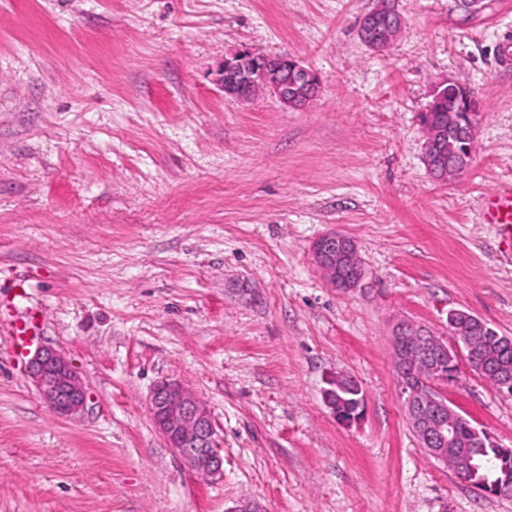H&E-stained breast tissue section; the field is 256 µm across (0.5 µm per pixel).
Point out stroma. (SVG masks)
Returning <instances> with one entry per match:
<instances>
[{"label":"stroma","instance_id":"stroma-1","mask_svg":"<svg viewBox=\"0 0 512 512\" xmlns=\"http://www.w3.org/2000/svg\"><path fill=\"white\" fill-rule=\"evenodd\" d=\"M0 0V316L36 317L90 399L54 414L0 328V512H512L430 457L397 396L401 319L448 334L464 309L512 336V246L482 204L512 179V0ZM288 53L322 91L242 103L226 56ZM482 102L463 173L424 165L420 114L446 80ZM365 269L341 293L323 234ZM355 376L365 417L324 406ZM175 380L208 407L224 459L197 472L155 429ZM448 403L512 448V395L469 366ZM389 2L380 1L374 10L362 18L360 37L371 48H386L402 28V18L391 10ZM313 256L326 282L338 290L356 288L365 276L358 245L344 234L330 232L318 238ZM324 404L342 426H352L363 416L365 395L359 381L352 375L336 372L324 379Z\"/></svg>","mask_w":512,"mask_h":512}]
</instances>
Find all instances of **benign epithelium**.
Returning <instances> with one entry per match:
<instances>
[{
    "instance_id": "benign-epithelium-1",
    "label": "benign epithelium",
    "mask_w": 512,
    "mask_h": 512,
    "mask_svg": "<svg viewBox=\"0 0 512 512\" xmlns=\"http://www.w3.org/2000/svg\"><path fill=\"white\" fill-rule=\"evenodd\" d=\"M402 28V18L389 7V0L366 14L360 37L371 48L389 46ZM219 81L224 94L241 101L254 91L267 92L284 106L295 107L300 96L315 100L320 93V76L288 54L267 55L248 49L224 58ZM476 114L467 115L462 141L473 156L477 134ZM425 157L436 158L443 147V131L423 121ZM314 261L326 282L342 291L356 288L365 276L356 241L338 232L327 233L313 245ZM456 348L424 326L408 321L397 323L392 332L393 362L398 397L420 446L432 458L450 465L461 475L478 470L484 449L494 448L503 459L496 480L472 483L482 493L507 495L512 492V448L500 447L486 431L448 404V384L459 379L458 357L481 361L473 336L488 329L482 318L465 310L448 313ZM29 375L44 403L57 415L78 414L89 398L84 382L61 352L39 347L29 361ZM494 384L512 389V367L502 361L494 366ZM324 404L343 426L358 423L363 416L365 395L352 375L338 372L324 379ZM153 424L170 447L202 474L222 469L217 433L207 406L191 391L173 381H160L150 395Z\"/></svg>"
}]
</instances>
